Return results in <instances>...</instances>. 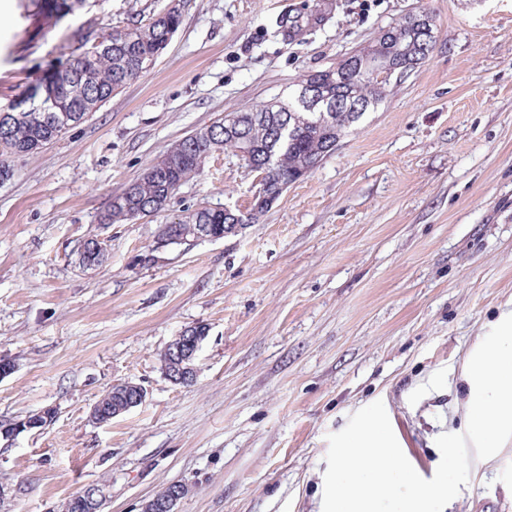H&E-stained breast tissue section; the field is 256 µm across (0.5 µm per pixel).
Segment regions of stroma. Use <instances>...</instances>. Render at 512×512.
<instances>
[{"instance_id":"stroma-1","label":"stroma","mask_w":512,"mask_h":512,"mask_svg":"<svg viewBox=\"0 0 512 512\" xmlns=\"http://www.w3.org/2000/svg\"><path fill=\"white\" fill-rule=\"evenodd\" d=\"M170 0H90L36 14L0 0V106L99 32ZM425 11L428 59L256 223L159 242L203 206L248 208L257 175L218 152L164 211L103 224L113 194L218 114L271 103L379 29ZM155 64L0 184V512H58L90 486L101 512H321L328 434L383 401L407 459L432 478L464 411L472 346L512 308V0H182ZM293 20V28L280 20ZM101 239L104 262L79 252ZM206 326L189 386L159 355ZM145 400L99 424L113 384ZM448 512H512V444L470 469ZM55 410L51 407L45 408L38 414L17 423H13L9 427L0 428V434L3 436H14L25 430H32L44 426L52 418H54ZM175 483H169L165 486H163L150 500H165L164 504L161 506H158L157 509L152 510L151 508H155L153 505V502L148 500L143 507L142 512H175V507L177 503L182 499L184 490L182 488H178L170 493V490L172 486ZM170 493V495H169ZM169 495V496H168ZM159 510V511H155Z\"/></svg>"}]
</instances>
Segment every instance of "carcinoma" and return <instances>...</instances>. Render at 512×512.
Masks as SVG:
<instances>
[{
	"mask_svg": "<svg viewBox=\"0 0 512 512\" xmlns=\"http://www.w3.org/2000/svg\"><path fill=\"white\" fill-rule=\"evenodd\" d=\"M87 0H37L39 10L63 18L85 7ZM180 8L163 10L134 21L127 26L111 28L107 34L89 29L80 35L78 55L66 66L48 64L46 78L30 88L28 93L12 101L0 113L8 111V125L0 129V156L12 158L29 146L35 138L54 137L55 126L48 122V112L40 106L51 86L73 81L86 73V86L74 96L56 101L53 113L73 115L79 125L91 112L98 111L112 95L139 78L168 47L167 35L179 28ZM102 39L110 45L105 51L88 50V44ZM435 43L430 35L417 27L412 17H405L383 27L376 39L351 52L336 65L306 75L298 86L313 83L319 94L328 99H340L348 104L364 102L375 108L385 98L377 85L358 78L348 70V60L359 66L380 58L393 68L394 75L413 71L425 62L424 41ZM364 117L362 112H336L328 108L311 110L297 100V93L288 101L256 106L218 116L210 125L195 131L174 144L159 157L133 184L113 195L109 210L102 216L104 224L125 223L161 212L168 195L193 179L205 163L218 151L234 152L244 145L251 146L257 172L265 174L272 191L294 183L313 172L322 160L336 150L351 127ZM231 218L221 208L196 210L179 221L180 236L187 241L196 237L198 228L208 224L222 232ZM135 384L114 386L99 401L96 421H112V414L121 406L122 393L134 390Z\"/></svg>",
	"mask_w": 512,
	"mask_h": 512,
	"instance_id": "carcinoma-1",
	"label": "carcinoma"
}]
</instances>
